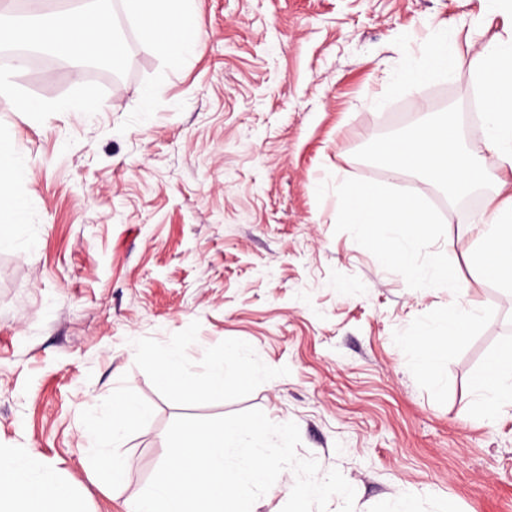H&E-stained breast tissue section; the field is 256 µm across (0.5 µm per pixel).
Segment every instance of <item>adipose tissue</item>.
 Masks as SVG:
<instances>
[{"label": "adipose tissue", "instance_id": "obj_1", "mask_svg": "<svg viewBox=\"0 0 512 512\" xmlns=\"http://www.w3.org/2000/svg\"><path fill=\"white\" fill-rule=\"evenodd\" d=\"M145 45L161 46L173 60L191 54L202 30L193 0H127ZM502 32L483 45L470 63H463L451 43L433 49L430 69L452 72L469 65L485 115L486 156L472 158L460 126L453 120L425 117L394 159L413 171L432 175L449 195L468 193L487 179L512 176V0H503L500 12ZM82 38L65 36L63 28L44 20L14 22L0 18V38L16 45H40L50 38H64L68 54L77 61L110 56L114 44L108 16L83 11ZM178 32L175 42L155 37L158 26ZM493 223L483 225L470 249L471 275L480 281L494 277L512 286V195L492 210ZM496 249L504 258L496 270H489L487 253ZM477 410L490 414L512 405V348L491 356L484 370L472 381ZM0 512H86L83 500L64 481L53 475L35 474L22 466L15 455L0 449Z\"/></svg>", "mask_w": 512, "mask_h": 512}]
</instances>
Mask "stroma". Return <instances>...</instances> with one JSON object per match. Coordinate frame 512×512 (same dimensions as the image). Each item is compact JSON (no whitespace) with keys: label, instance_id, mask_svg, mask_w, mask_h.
I'll list each match as a JSON object with an SVG mask.
<instances>
[{"label":"stroma","instance_id":"1","mask_svg":"<svg viewBox=\"0 0 512 512\" xmlns=\"http://www.w3.org/2000/svg\"><path fill=\"white\" fill-rule=\"evenodd\" d=\"M100 8L128 49L124 67L12 66L0 139L28 207L0 213V448L67 480L88 512H127L166 453L180 416L262 410L295 422L299 457L339 469L355 512H512V406L481 418L471 382L512 346V287L472 281L468 248L484 195L449 204L443 189L378 157L423 114L460 109L472 156L469 68L408 83L442 33L463 60L501 31L497 0H194L202 38L173 61L143 44L125 0ZM95 85L96 112L23 111ZM410 189L441 213L436 243L495 316L447 367L445 404L421 389L393 333L438 307L447 289L413 290L345 232L321 182ZM233 357H226V350ZM183 357L191 378L225 357L220 396H182L153 355ZM146 410L119 442L115 403ZM132 466L112 484L108 458Z\"/></svg>","mask_w":512,"mask_h":512}]
</instances>
